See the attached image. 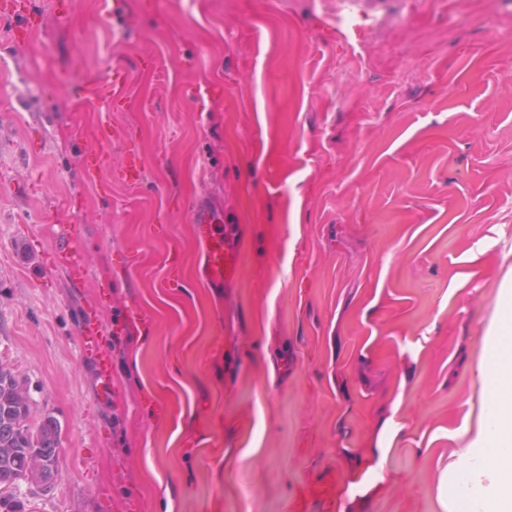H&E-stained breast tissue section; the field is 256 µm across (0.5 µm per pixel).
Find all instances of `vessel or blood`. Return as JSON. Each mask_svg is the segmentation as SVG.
Returning <instances> with one entry per match:
<instances>
[{
	"label": "vessel or blood",
	"mask_w": 512,
	"mask_h": 512,
	"mask_svg": "<svg viewBox=\"0 0 512 512\" xmlns=\"http://www.w3.org/2000/svg\"><path fill=\"white\" fill-rule=\"evenodd\" d=\"M112 85V108L123 111L130 107L129 86L132 73L125 66H114L109 77ZM125 158L114 170V180L131 185L139 184L143 178L137 156L136 140L132 136L123 139ZM193 233L202 247L198 268L199 282L208 288H220L224 283L238 278L242 266V255L233 238L224 228V215L220 209L208 206H193L190 212ZM74 224L63 225L60 243L51 250L47 262V274L64 271L73 290L80 291L87 285L86 259L83 252L68 247L67 242L77 232ZM75 334L81 353L89 357L96 366L98 375L97 395L107 400L112 395V356L104 349V336L95 317H88ZM356 488L355 479L337 467L321 471L315 480L299 485L290 496V512H344L346 498Z\"/></svg>",
	"instance_id": "b4317fda"
}]
</instances>
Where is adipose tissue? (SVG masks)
I'll return each instance as SVG.
<instances>
[{"mask_svg":"<svg viewBox=\"0 0 512 512\" xmlns=\"http://www.w3.org/2000/svg\"><path fill=\"white\" fill-rule=\"evenodd\" d=\"M484 390L482 427L464 450L476 462L463 471L483 512H512V281H504L497 321L486 339V358L478 370Z\"/></svg>","mask_w":512,"mask_h":512,"instance_id":"ef3b65f1","label":"adipose tissue"}]
</instances>
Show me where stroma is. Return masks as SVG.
<instances>
[{
	"label": "stroma",
	"instance_id": "1",
	"mask_svg": "<svg viewBox=\"0 0 512 512\" xmlns=\"http://www.w3.org/2000/svg\"><path fill=\"white\" fill-rule=\"evenodd\" d=\"M24 2L41 19L26 48L22 16L0 18V362L26 381L29 428L57 419L61 475L8 489L17 512H288L373 448L384 478L346 512H446L512 277V0H71L65 20ZM117 62L132 107L70 108ZM103 126L135 134L141 184L112 181ZM193 199L222 206L242 253L215 290L195 280ZM50 203L82 227L78 293L43 280ZM94 305L106 328L152 319L107 340L106 404L73 333ZM201 403L223 426H191ZM148 329V319L141 315L120 318L110 333L115 336L143 335Z\"/></svg>",
	"mask_w": 512,
	"mask_h": 512
}]
</instances>
